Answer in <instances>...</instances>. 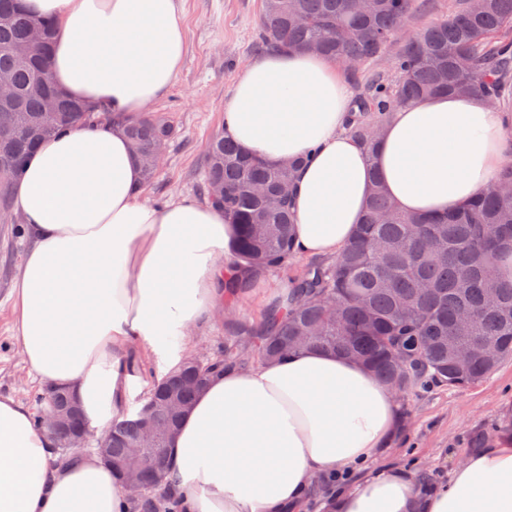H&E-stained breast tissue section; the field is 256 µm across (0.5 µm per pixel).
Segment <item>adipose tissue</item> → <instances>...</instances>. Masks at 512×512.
<instances>
[{"label":"adipose tissue","instance_id":"obj_1","mask_svg":"<svg viewBox=\"0 0 512 512\" xmlns=\"http://www.w3.org/2000/svg\"><path fill=\"white\" fill-rule=\"evenodd\" d=\"M57 24L55 84L115 122L47 139L15 185L30 246L13 292L20 348L39 384L73 391L90 428L107 429L147 385L142 364L177 369L192 328L219 311L225 278L244 274L232 225L191 199L156 205L121 117L176 81L186 51L179 0H28ZM351 92L310 53L252 58L224 102V125L272 164L298 161L296 253L332 260L359 224L371 167L406 214L467 204L512 161L507 113L477 94L398 109L375 158L346 134ZM403 426L394 392L361 365L308 349L211 375L168 444L163 488L182 512H304L317 478L363 468L329 512H512V436L466 455L428 493L402 468H368ZM36 406L0 395V512H129L94 451L56 459Z\"/></svg>","mask_w":512,"mask_h":512}]
</instances>
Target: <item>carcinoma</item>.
Masks as SVG:
<instances>
[{"label":"carcinoma","mask_w":512,"mask_h":512,"mask_svg":"<svg viewBox=\"0 0 512 512\" xmlns=\"http://www.w3.org/2000/svg\"><path fill=\"white\" fill-rule=\"evenodd\" d=\"M256 44L325 56L348 68L361 86L346 133L374 156L377 132L397 109L435 95L482 93L501 112H512V0H484L474 11L456 0L448 15L423 32L395 33L424 0H260ZM54 21L0 0V74L14 96L0 106V200L42 139L92 118L83 102L60 93L51 78ZM391 56L394 77L374 69ZM127 137L151 181L159 166L152 153L174 134L165 116L141 112L128 117ZM203 190L212 206L236 226L234 252L255 275L288 267L296 257L294 217L281 189L296 163L270 164L244 150L226 130L213 134L205 154ZM512 165L496 184L468 205L437 217L399 212L379 179L364 216L340 255L311 262L287 283L277 305L259 324H225L224 355L199 363L186 360L162 380L147 404L167 412L179 429L183 410L203 386L196 372L216 363L251 357L274 361L316 348L362 364L401 395L424 382L460 388L477 382L512 356V280L500 274L512 252ZM108 465L128 475L141 439V414L115 418ZM167 457L158 469L139 473L146 494L132 512H176L177 502L158 491Z\"/></svg>","instance_id":"carcinoma-1"}]
</instances>
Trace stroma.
Instances as JSON below:
<instances>
[{
    "label": "stroma",
    "instance_id": "stroma-1",
    "mask_svg": "<svg viewBox=\"0 0 512 512\" xmlns=\"http://www.w3.org/2000/svg\"><path fill=\"white\" fill-rule=\"evenodd\" d=\"M187 52L179 76L151 112L167 116L176 134L165 150V164L144 187L156 204L187 197L204 201L202 171L212 133L224 124V101L236 75L259 52L255 34L259 0H182ZM16 202L0 206V394L43 405L44 388L28 375L18 342L12 287L29 240ZM309 261L295 258L288 270L259 276L236 304L239 315L261 321L270 296L281 295ZM405 425L392 443L379 449L378 467L424 471L433 483L447 481L474 435H488L512 421V359L482 381L461 388L428 384L400 403Z\"/></svg>",
    "mask_w": 512,
    "mask_h": 512
}]
</instances>
